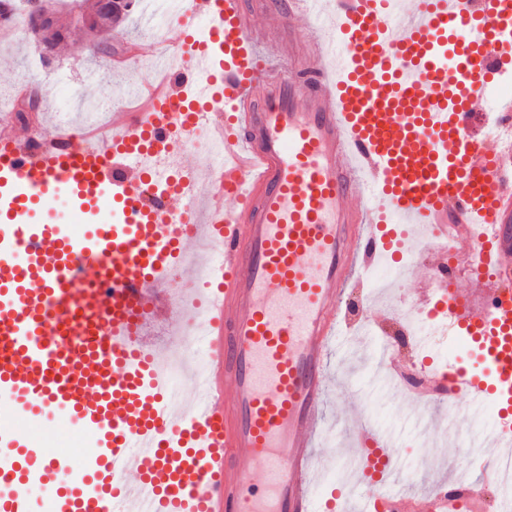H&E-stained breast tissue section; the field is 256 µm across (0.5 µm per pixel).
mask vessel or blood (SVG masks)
<instances>
[{"label": "vessel or blood", "mask_w": 512, "mask_h": 512, "mask_svg": "<svg viewBox=\"0 0 512 512\" xmlns=\"http://www.w3.org/2000/svg\"><path fill=\"white\" fill-rule=\"evenodd\" d=\"M157 42L158 89L97 140L0 129V512H484L489 457L469 461L479 482L408 499L385 480L387 432L351 443L377 449L379 479L325 502L315 477L346 290L390 224L457 257L431 273L442 333L490 360L485 378L454 361L424 378L496 401L493 436L512 441V94L495 91L512 0H183ZM202 112L223 158L200 168ZM160 181L171 193L145 202ZM59 196L87 228L34 223ZM203 264L202 306L165 297ZM164 307L204 355L181 408L161 359L178 339H143ZM50 413L90 439L82 461L17 444Z\"/></svg>", "instance_id": "1"}]
</instances>
